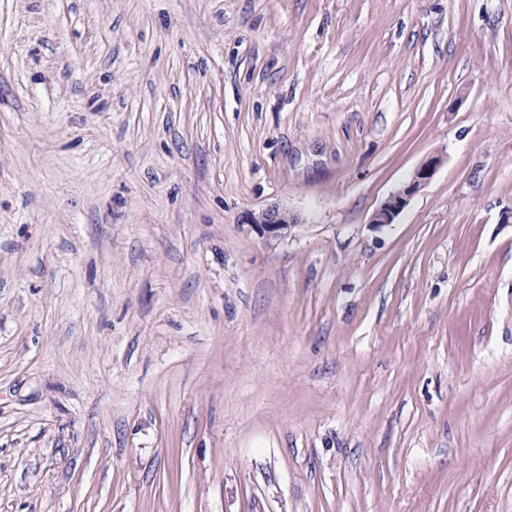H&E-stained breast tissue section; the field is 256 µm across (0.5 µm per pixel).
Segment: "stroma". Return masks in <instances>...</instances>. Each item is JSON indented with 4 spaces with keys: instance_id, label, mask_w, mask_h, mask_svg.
Listing matches in <instances>:
<instances>
[{
    "instance_id": "stroma-1",
    "label": "stroma",
    "mask_w": 512,
    "mask_h": 512,
    "mask_svg": "<svg viewBox=\"0 0 512 512\" xmlns=\"http://www.w3.org/2000/svg\"><path fill=\"white\" fill-rule=\"evenodd\" d=\"M510 213L512 0H0V512H512ZM440 163L438 157H432L416 169L408 183L399 191L391 194L371 217V224L383 226L392 224L398 214L404 210L411 198L433 177ZM299 223L301 219L297 214L279 205H271L257 214L250 213L246 217V224H251L269 238L283 237L292 226Z\"/></svg>"
}]
</instances>
